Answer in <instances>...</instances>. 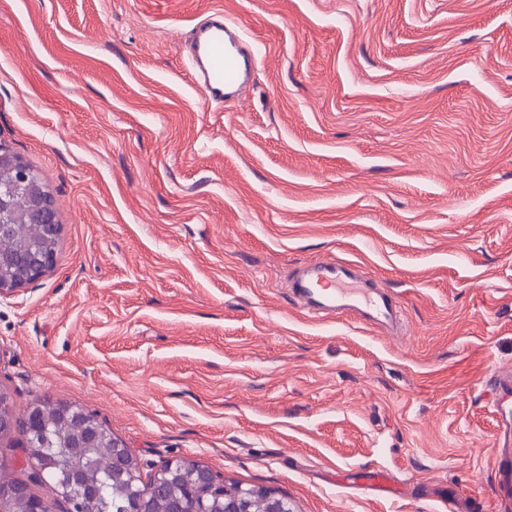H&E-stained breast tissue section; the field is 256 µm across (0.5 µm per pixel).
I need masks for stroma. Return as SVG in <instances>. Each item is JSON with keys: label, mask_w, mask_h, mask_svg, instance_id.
Instances as JSON below:
<instances>
[{"label": "stroma", "mask_w": 512, "mask_h": 512, "mask_svg": "<svg viewBox=\"0 0 512 512\" xmlns=\"http://www.w3.org/2000/svg\"><path fill=\"white\" fill-rule=\"evenodd\" d=\"M223 9L255 42L206 104L181 46ZM0 147L61 225L0 297L16 412L79 405L141 463L184 459L294 512H495L512 368V0H0ZM360 263L403 329L294 303ZM390 470L383 498L339 474ZM500 415L499 432L494 448V475L497 510H512V374L498 370L484 385Z\"/></svg>", "instance_id": "obj_1"}]
</instances>
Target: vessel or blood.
I'll use <instances>...</instances> for the list:
<instances>
[{"mask_svg":"<svg viewBox=\"0 0 512 512\" xmlns=\"http://www.w3.org/2000/svg\"><path fill=\"white\" fill-rule=\"evenodd\" d=\"M186 52L192 80L210 104L236 101L257 68V49L248 42L239 24L225 17L220 9L211 10L193 26ZM290 289L301 308L314 317L327 312L349 314L361 324L390 329L399 321L400 306L395 297L364 288L353 261L315 262L310 273L292 280ZM484 391L500 416L494 450L497 509L512 512V372H495ZM355 480L385 496L399 491L394 476L382 470L359 472Z\"/></svg>","mask_w":512,"mask_h":512,"instance_id":"b4317fda","label":"vessel or blood"}]
</instances>
